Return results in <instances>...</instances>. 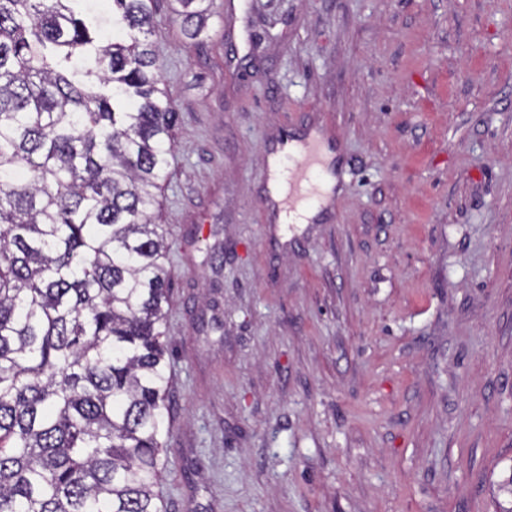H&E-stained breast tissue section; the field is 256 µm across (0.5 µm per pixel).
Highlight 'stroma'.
<instances>
[{
  "label": "stroma",
  "mask_w": 512,
  "mask_h": 512,
  "mask_svg": "<svg viewBox=\"0 0 512 512\" xmlns=\"http://www.w3.org/2000/svg\"><path fill=\"white\" fill-rule=\"evenodd\" d=\"M158 0L180 121L163 512H495L512 470V0ZM338 181L270 221L274 142ZM180 9L175 12L181 18L184 33L190 39H198L205 33V14L208 10L203 7L206 0H176Z\"/></svg>",
  "instance_id": "35a3bbf8"
}]
</instances>
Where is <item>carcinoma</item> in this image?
I'll return each instance as SVG.
<instances>
[{"instance_id":"1","label":"carcinoma","mask_w":512,"mask_h":512,"mask_svg":"<svg viewBox=\"0 0 512 512\" xmlns=\"http://www.w3.org/2000/svg\"><path fill=\"white\" fill-rule=\"evenodd\" d=\"M110 2L0 0V512H160L178 113L156 0Z\"/></svg>"}]
</instances>
